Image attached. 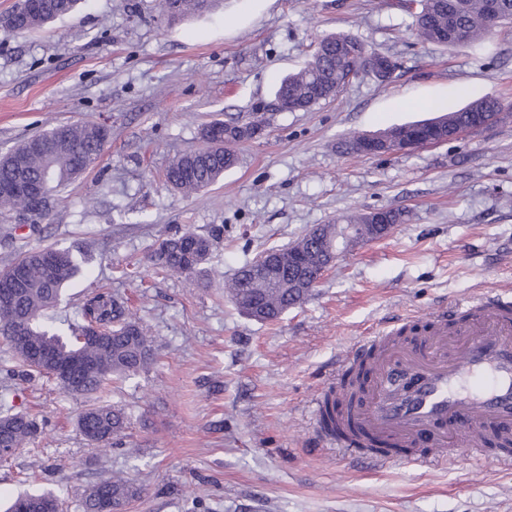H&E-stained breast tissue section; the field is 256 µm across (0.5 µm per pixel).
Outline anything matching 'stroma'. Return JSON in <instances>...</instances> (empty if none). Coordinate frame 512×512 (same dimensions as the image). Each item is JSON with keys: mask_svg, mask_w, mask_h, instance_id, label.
<instances>
[{"mask_svg": "<svg viewBox=\"0 0 512 512\" xmlns=\"http://www.w3.org/2000/svg\"><path fill=\"white\" fill-rule=\"evenodd\" d=\"M15 4L0 0V157L53 123H102L110 137L37 230L0 221V271L34 248L72 249L81 270L57 319L79 321L105 288L126 299L156 350L146 370L85 396L25 380L0 340V398L44 425L0 463V512L37 490L59 495L61 512H82L88 491L117 477L136 490L121 512H512V463L375 468L322 451L310 408L325 374L371 330L512 295V113L409 153L341 148L351 133L481 97L512 104V24L441 46L418 36L405 0H222L177 22L158 0H85L22 34L5 24ZM336 33L391 57L394 77L366 74L310 111L277 110L279 80ZM256 117L262 136L239 146L222 181L190 195L166 184L204 126ZM377 209L405 221L338 258L278 321L248 318L225 292L262 251ZM186 228L215 237L209 277L152 266L158 243ZM97 402L129 415L121 447L80 433Z\"/></svg>", "mask_w": 512, "mask_h": 512, "instance_id": "1", "label": "stroma"}]
</instances>
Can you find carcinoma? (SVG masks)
<instances>
[{"label": "carcinoma", "mask_w": 512, "mask_h": 512, "mask_svg": "<svg viewBox=\"0 0 512 512\" xmlns=\"http://www.w3.org/2000/svg\"><path fill=\"white\" fill-rule=\"evenodd\" d=\"M49 9L29 12L9 21L11 28L25 33L44 27L54 18L71 12L79 0H51ZM215 0H159L160 10L171 19L184 18L212 7ZM429 16L415 13L418 36L428 42L448 46L459 30L465 31L467 42L486 39L496 27L512 23V0H499V15L488 12V0H429ZM355 38L344 34L322 37L319 52L307 65L284 77L279 87H287L290 97L301 101L310 110L326 100L324 91L338 89L347 83L349 74L359 66V60L347 59L346 46ZM238 124H226V137L231 145L221 150L212 146L209 133H204L205 145L191 149L168 166L167 184L177 190L192 192L206 188L224 177L237 163L235 147L244 142L238 136ZM109 137V129L101 124L67 123L51 127L35 135L0 159V181L21 178L38 179L48 168L57 173L54 187L81 176L100 157ZM49 199L26 201L20 198H0V213L10 215L20 224L35 227L45 219ZM336 238V224H323L307 231L288 252L301 257V264H288L280 269L276 284L270 285L250 273L249 264L238 269L228 285L235 304L248 317L271 321L289 309L302 304L311 289L304 287L303 275L313 273L322 264L325 249ZM212 237L190 229L162 240L151 254V261L168 275H191L203 270L212 252ZM53 255L49 267L37 276H27L15 283V299L10 306H0V337L8 342L24 367L29 380L46 377L73 394L99 391L114 378L138 374L153 359L154 344L125 301L110 291L99 292L81 308V323L71 327V333L49 323V310L60 302L66 284L78 273L76 256L68 248L47 247L26 252L6 270L34 265L44 252ZM33 345L46 347L56 358L65 360L73 355L81 358L78 370L69 378L53 374L51 367L36 364L28 358ZM128 416L106 403H97L84 411L79 428L84 437L106 446L126 428ZM40 433L36 420L23 412L12 411L6 400L0 401V445L24 448ZM112 499L118 506L131 499L136 490L120 480L98 484L85 498L83 512H95L99 495ZM28 512H59V498L51 492L21 496Z\"/></svg>", "instance_id": "carcinoma-1"}]
</instances>
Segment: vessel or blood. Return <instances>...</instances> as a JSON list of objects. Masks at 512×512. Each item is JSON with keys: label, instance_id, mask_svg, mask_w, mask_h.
Returning a JSON list of instances; mask_svg holds the SVG:
<instances>
[{"label": "vessel or blood", "instance_id": "vessel-or-blood-1", "mask_svg": "<svg viewBox=\"0 0 512 512\" xmlns=\"http://www.w3.org/2000/svg\"><path fill=\"white\" fill-rule=\"evenodd\" d=\"M502 297H480L462 306L465 322L448 328V314L432 312L413 344L384 332L359 342L330 371L311 403L322 418L328 403L344 405V420L363 434L352 440L317 427L322 449L345 452L376 465H411L452 456L488 462L484 435L497 431L512 443V314ZM367 367L359 396L343 385L345 369ZM373 436L406 448L368 447Z\"/></svg>", "mask_w": 512, "mask_h": 512}]
</instances>
